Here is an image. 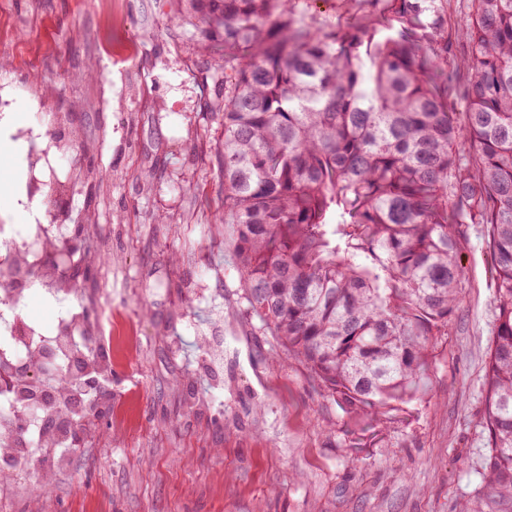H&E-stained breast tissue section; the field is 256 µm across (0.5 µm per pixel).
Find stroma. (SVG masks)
I'll list each match as a JSON object with an SVG mask.
<instances>
[{
    "label": "stroma",
    "mask_w": 512,
    "mask_h": 512,
    "mask_svg": "<svg viewBox=\"0 0 512 512\" xmlns=\"http://www.w3.org/2000/svg\"><path fill=\"white\" fill-rule=\"evenodd\" d=\"M311 28L345 21L355 0H300ZM224 50L204 48L176 0H0V98L34 129L49 168L0 140V213L16 185L63 183L73 205L40 216L92 219L104 262L78 261L80 301L124 328L111 421L64 466L0 493V512H512L488 488L480 427L496 322L485 229L458 254L469 282L439 337L429 403L378 447L351 448L346 417L247 310L210 108Z\"/></svg>",
    "instance_id": "1"
}]
</instances>
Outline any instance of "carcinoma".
Segmentation results:
<instances>
[{
	"instance_id": "carcinoma-1",
	"label": "carcinoma",
	"mask_w": 512,
	"mask_h": 512,
	"mask_svg": "<svg viewBox=\"0 0 512 512\" xmlns=\"http://www.w3.org/2000/svg\"><path fill=\"white\" fill-rule=\"evenodd\" d=\"M224 46L216 154L250 311L347 416L348 447L429 395L482 224L496 324L480 425L512 494V0H363L312 30L296 0H180ZM463 104V120L454 105Z\"/></svg>"
}]
</instances>
